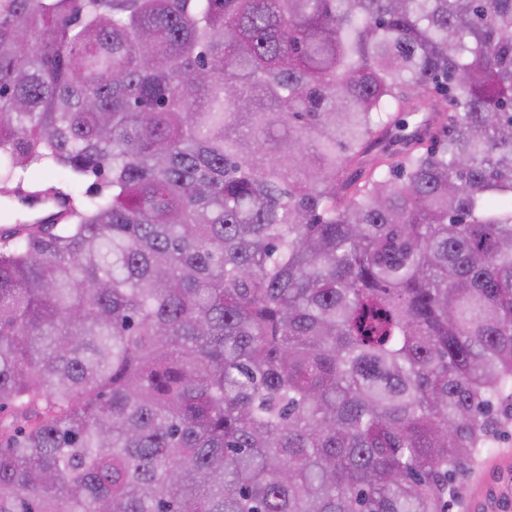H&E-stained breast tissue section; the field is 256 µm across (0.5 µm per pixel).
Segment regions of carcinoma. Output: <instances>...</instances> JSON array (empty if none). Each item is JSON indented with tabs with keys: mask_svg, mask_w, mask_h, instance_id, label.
Returning a JSON list of instances; mask_svg holds the SVG:
<instances>
[{
	"mask_svg": "<svg viewBox=\"0 0 512 512\" xmlns=\"http://www.w3.org/2000/svg\"><path fill=\"white\" fill-rule=\"evenodd\" d=\"M23 187L0 512H448L512 428V0H0ZM1 204H9L19 213L31 218L32 220L52 221L61 217L67 212L68 202L64 199H54L43 196H10Z\"/></svg>",
	"mask_w": 512,
	"mask_h": 512,
	"instance_id": "1",
	"label": "carcinoma"
}]
</instances>
